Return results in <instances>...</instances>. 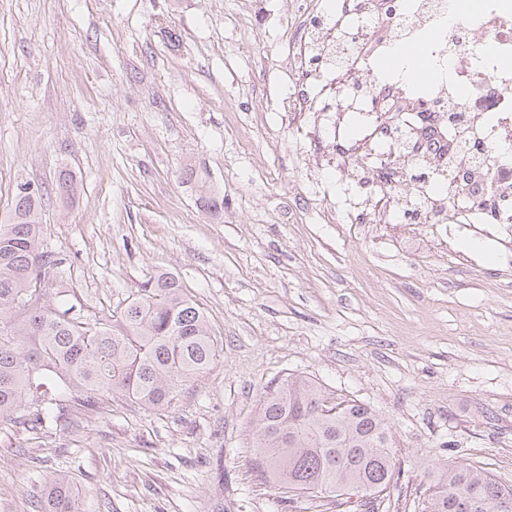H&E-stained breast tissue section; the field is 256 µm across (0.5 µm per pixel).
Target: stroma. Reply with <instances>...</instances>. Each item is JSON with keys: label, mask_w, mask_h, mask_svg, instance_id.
I'll use <instances>...</instances> for the list:
<instances>
[{"label": "stroma", "mask_w": 512, "mask_h": 512, "mask_svg": "<svg viewBox=\"0 0 512 512\" xmlns=\"http://www.w3.org/2000/svg\"><path fill=\"white\" fill-rule=\"evenodd\" d=\"M302 27L294 0H0V224L33 188L67 260L48 300L107 319L167 272L218 346L164 409L117 394L35 429L0 417V512H36L49 475L77 512H331L255 469L261 402L291 375L388 419L390 512H419L450 461L512 486V275L486 239L337 223L352 193L329 142L281 109ZM183 179L186 183L193 184L198 192L197 201L203 210L213 214L224 212V195L208 184L205 176H202L195 168L186 167L183 173Z\"/></svg>", "instance_id": "stroma-1"}]
</instances>
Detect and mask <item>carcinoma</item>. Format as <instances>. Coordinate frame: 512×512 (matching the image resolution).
I'll use <instances>...</instances> for the list:
<instances>
[{
	"mask_svg": "<svg viewBox=\"0 0 512 512\" xmlns=\"http://www.w3.org/2000/svg\"><path fill=\"white\" fill-rule=\"evenodd\" d=\"M183 179L197 190L201 208L224 212V197L196 169L186 168ZM42 236L37 195L17 190L10 223L0 224V417L34 425L72 406L92 407L104 394L168 407L181 383L209 369L216 340L175 276L159 274L119 324L90 319L33 288L39 267L64 264L44 249ZM254 439L259 476L286 494L320 495L340 507L350 503L347 491L359 512L385 506L395 451L388 422L370 405L327 396L313 379L290 376L266 393ZM464 499L471 507L457 508ZM75 502L70 480L50 477L39 512H76ZM502 502L512 504V486L453 461L425 489L421 512H498Z\"/></svg>",
	"mask_w": 512,
	"mask_h": 512,
	"instance_id": "obj_1",
	"label": "carcinoma"
}]
</instances>
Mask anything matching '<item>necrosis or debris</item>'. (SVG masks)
I'll return each mask as SVG.
<instances>
[{"instance_id": "necrosis-or-debris-1", "label": "necrosis or debris", "mask_w": 512, "mask_h": 512, "mask_svg": "<svg viewBox=\"0 0 512 512\" xmlns=\"http://www.w3.org/2000/svg\"><path fill=\"white\" fill-rule=\"evenodd\" d=\"M303 29L291 52L298 94L284 107L300 119L316 112L311 82L332 73L334 110L364 147L336 160L337 178L363 191L350 223L406 236L452 224L512 246V0H478L472 12L456 0H339L334 16L307 14ZM404 43L447 78L380 71ZM450 140L470 155L447 152Z\"/></svg>"}]
</instances>
